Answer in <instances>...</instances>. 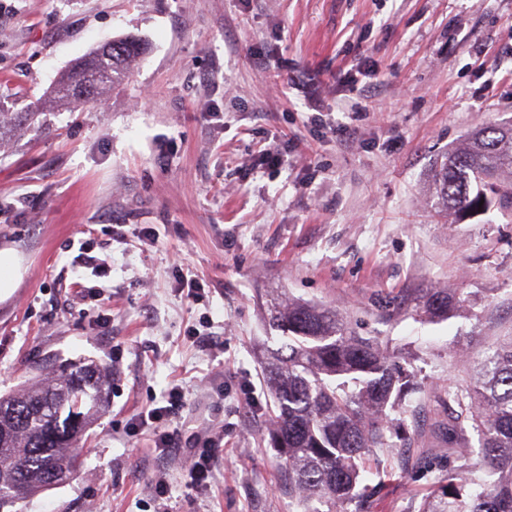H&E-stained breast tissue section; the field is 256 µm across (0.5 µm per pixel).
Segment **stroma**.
Masks as SVG:
<instances>
[{
	"label": "stroma",
	"mask_w": 512,
	"mask_h": 512,
	"mask_svg": "<svg viewBox=\"0 0 512 512\" xmlns=\"http://www.w3.org/2000/svg\"><path fill=\"white\" fill-rule=\"evenodd\" d=\"M128 34L148 50L125 81L0 147V246L24 267L0 301V394L61 359L112 371L80 475L14 512H154L159 471L168 512H297L267 435L277 295L335 309L411 375L385 423L399 445L364 482L372 512H418L442 474L478 469L475 430L452 444L432 427L512 337V215L457 223L432 198L443 155L512 122V0H0V112L52 99L74 62ZM79 273L100 298L70 290ZM433 288L460 313L419 316ZM175 385L179 440L224 428L206 485L140 424Z\"/></svg>",
	"instance_id": "obj_1"
}]
</instances>
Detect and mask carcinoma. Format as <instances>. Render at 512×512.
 Masks as SVG:
<instances>
[{
	"instance_id": "obj_1",
	"label": "carcinoma",
	"mask_w": 512,
	"mask_h": 512,
	"mask_svg": "<svg viewBox=\"0 0 512 512\" xmlns=\"http://www.w3.org/2000/svg\"><path fill=\"white\" fill-rule=\"evenodd\" d=\"M132 35L112 40V54L91 52L61 77L60 105L97 99L123 80L145 54ZM512 124L471 133L462 149L442 157L435 174L440 212L459 221L499 209L512 213ZM430 318L457 311L448 293L430 290L422 300ZM266 319L279 332L266 348L264 374L273 395L269 445L282 459L288 493L301 512H369L367 487H359L373 452L396 448L383 427L391 398L410 381L393 370L390 356L356 335L336 311L318 303L273 300ZM61 373L38 374L18 392L0 396V512L80 471L82 439L109 404L106 368L83 359ZM454 404L448 422L437 424L450 438L465 422L481 434V456L493 479L456 481L449 472L423 498L419 512H512V338L486 357L478 379L448 390Z\"/></svg>"
}]
</instances>
